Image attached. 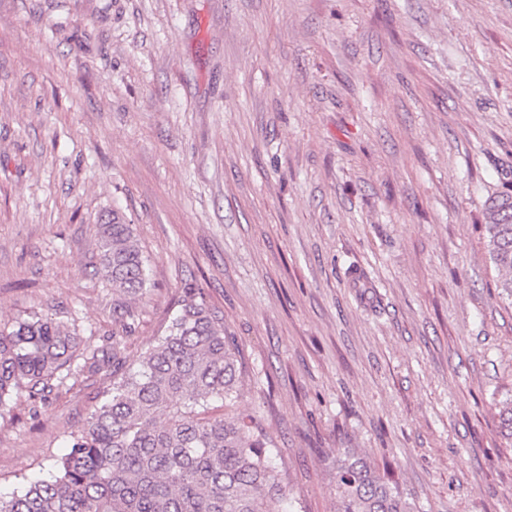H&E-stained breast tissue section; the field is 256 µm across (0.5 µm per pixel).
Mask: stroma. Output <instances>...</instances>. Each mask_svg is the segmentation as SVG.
Segmentation results:
<instances>
[{
	"mask_svg": "<svg viewBox=\"0 0 512 512\" xmlns=\"http://www.w3.org/2000/svg\"><path fill=\"white\" fill-rule=\"evenodd\" d=\"M510 190L512 0H0V322L53 309L102 345L123 213L153 282L128 354L202 296L303 512H336L352 452L418 512H512L484 216ZM106 384L18 403L0 494Z\"/></svg>",
	"mask_w": 512,
	"mask_h": 512,
	"instance_id": "obj_1",
	"label": "stroma"
}]
</instances>
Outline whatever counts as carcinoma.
<instances>
[{"instance_id":"obj_1","label":"carcinoma","mask_w":512,"mask_h":512,"mask_svg":"<svg viewBox=\"0 0 512 512\" xmlns=\"http://www.w3.org/2000/svg\"><path fill=\"white\" fill-rule=\"evenodd\" d=\"M488 249L512 300V193L485 204ZM97 272L112 286V320L128 334L133 303L151 287L149 259L122 215L101 225ZM112 366V384L68 435L42 476L22 477L0 512H268L287 498L275 444L261 419L236 407L243 362L235 336L206 302L189 296L163 333L126 364L112 348L82 344L78 330L37 312L0 326V419L17 401L53 392ZM337 512H411L400 487L366 459L336 461Z\"/></svg>"}]
</instances>
